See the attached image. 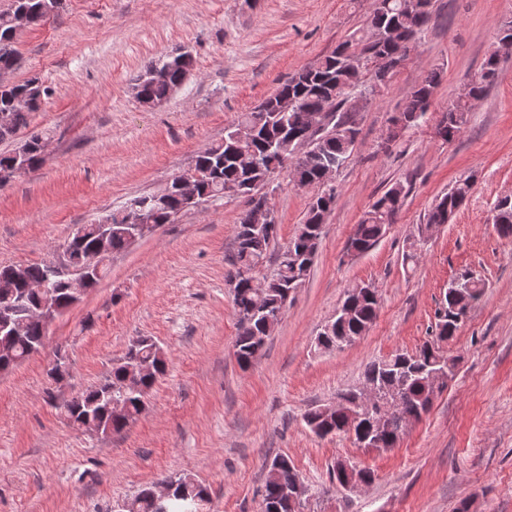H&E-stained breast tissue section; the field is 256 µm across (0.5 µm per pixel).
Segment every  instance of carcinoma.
Masks as SVG:
<instances>
[{
	"instance_id": "1",
	"label": "carcinoma",
	"mask_w": 512,
	"mask_h": 512,
	"mask_svg": "<svg viewBox=\"0 0 512 512\" xmlns=\"http://www.w3.org/2000/svg\"><path fill=\"white\" fill-rule=\"evenodd\" d=\"M62 0H12L11 9L0 11V72L13 71L20 58L15 48L17 33L12 17L23 10L31 15V22L59 11ZM435 0H372L371 10L364 26L347 36L320 62L307 66L282 83L274 94L248 112H243L224 129V138L199 152L189 167L198 175L197 189L202 202L226 196L249 197L250 208L236 228L234 248L228 257L230 270L227 283L231 287L232 302L237 316L238 331L233 340L237 362L246 366L257 357L270 338L266 317L280 320L288 305V293L305 282L321 241L322 230L333 210L336 191L325 188L324 171L339 170L349 160L360 133L358 117L351 106L365 107L377 93L380 74L391 70L401 59L408 57L419 35L433 18ZM512 55V21L504 23L496 36V47L486 57L479 73L483 75L470 90L473 98L481 97L496 81L504 58ZM194 58L189 51H181L148 63L136 77V100L155 104L168 98L187 79ZM158 69L164 75L156 78L151 72ZM372 83H367L366 76ZM441 82V70L432 69L407 95L401 117L407 127L420 124L428 112V98ZM49 89L38 76L21 83L0 84V113L7 112L10 124L0 125V141L12 136L28 124L29 114L39 109ZM330 103L333 118L321 132L312 134L311 147L296 153H287L292 160L291 173L300 187H318V193L309 204L303 223L295 235L278 251H273L278 238V224L268 193L264 192L283 170L282 148L288 139L303 135L308 130L310 115ZM471 103L458 98L448 107V124L436 128V133L448 141L460 134L467 122ZM473 189L471 178L459 180L442 196L426 215L424 227L448 223V214L455 213L467 200ZM405 186L393 183L364 213L355 225L346 247L357 254L373 249L385 236L390 225L396 223L405 198ZM147 207L155 211L153 223L162 226L168 216L183 210L177 192H172L162 203L152 202L144 194L130 199L125 209ZM498 234L512 237V203L498 206L494 216ZM112 235L107 242L110 254H117L130 246L118 215H112ZM99 238L94 225H86L85 233L73 237L66 247V262L74 267L86 264L98 252ZM273 260V270L262 276L265 312H254L256 289L252 286L256 270L266 260ZM16 266L0 267V309L13 312L14 326L0 335V372H5L37 352L46 338L41 322L26 313L19 303L23 284L14 281L11 272ZM24 281H46L49 294L32 295L28 306L37 308L49 298L61 309L71 307L65 281L49 274L41 263L22 266ZM458 283L448 285L442 306L437 312L435 334L413 353L396 351L390 357L368 364L363 383L376 382L385 386H402L406 411L392 414L379 436V448L395 447L408 428L407 416L416 418L431 410L428 377L437 360L444 357L442 347L452 339L474 304L484 294L482 280L465 273ZM353 313L340 314L328 321L315 336L319 349L330 350L346 346L362 336L377 318L379 298L377 291L351 302ZM142 363L152 371L142 376L130 375V368ZM168 365L164 349L150 336H138L127 347L124 355L112 362L108 376L74 396L63 406L68 423L82 428L94 425L104 434H118L141 415L147 392L163 376ZM69 376L66 351L57 349L48 377L58 383ZM360 388L348 389L336 397L337 408L330 414L317 406L306 412L304 421L318 436L351 434L355 442L369 435L362 424L343 429L351 405ZM121 397L125 411L112 415V398ZM300 479L292 460L277 455L266 465V476L260 503V512H302L303 502L289 497L288 486ZM173 492L166 501L152 494V486L143 487L133 498L124 502L125 512H201L208 502V488L188 474L168 476Z\"/></svg>"
}]
</instances>
